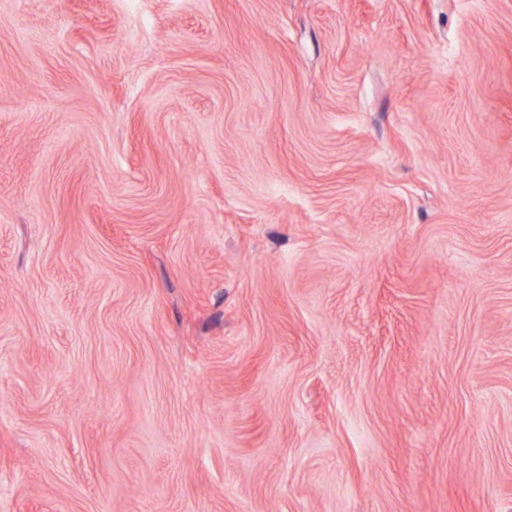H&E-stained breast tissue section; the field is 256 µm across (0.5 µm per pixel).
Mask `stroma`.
I'll return each mask as SVG.
<instances>
[{
	"instance_id": "stroma-1",
	"label": "stroma",
	"mask_w": 512,
	"mask_h": 512,
	"mask_svg": "<svg viewBox=\"0 0 512 512\" xmlns=\"http://www.w3.org/2000/svg\"><path fill=\"white\" fill-rule=\"evenodd\" d=\"M0 512H512V0H0Z\"/></svg>"
}]
</instances>
